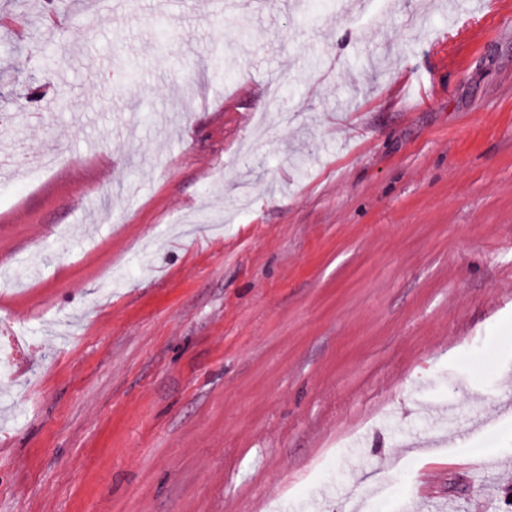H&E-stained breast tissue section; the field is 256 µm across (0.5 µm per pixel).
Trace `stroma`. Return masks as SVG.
<instances>
[{"instance_id": "35a3bbf8", "label": "stroma", "mask_w": 512, "mask_h": 512, "mask_svg": "<svg viewBox=\"0 0 512 512\" xmlns=\"http://www.w3.org/2000/svg\"><path fill=\"white\" fill-rule=\"evenodd\" d=\"M356 2L0 0V512H512V0Z\"/></svg>"}]
</instances>
